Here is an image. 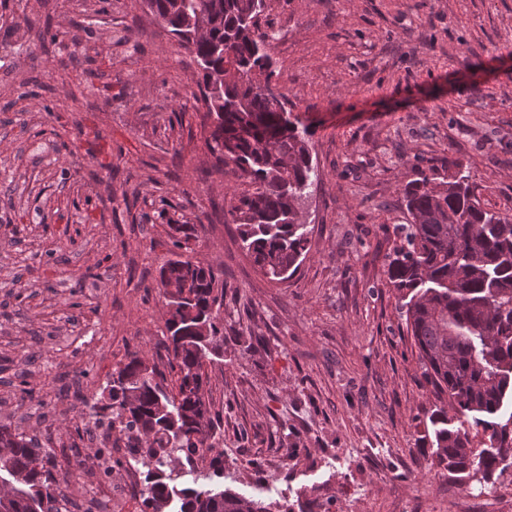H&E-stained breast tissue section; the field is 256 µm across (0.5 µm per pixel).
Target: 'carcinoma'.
<instances>
[{
	"instance_id": "cac0c4a2",
	"label": "carcinoma",
	"mask_w": 512,
	"mask_h": 512,
	"mask_svg": "<svg viewBox=\"0 0 512 512\" xmlns=\"http://www.w3.org/2000/svg\"><path fill=\"white\" fill-rule=\"evenodd\" d=\"M154 13L196 59L198 88L216 115L209 148L224 165L247 180L228 211L254 263L270 280L285 282L308 251L296 209L314 173L308 129L271 121L262 85L272 83L274 62L268 32L260 29L265 0H151ZM207 15V36H188V17ZM407 223L393 227L398 244L388 256L387 285L402 295L407 333L418 350L422 376L445 394L457 412L469 414L471 428L457 425L448 409L433 411L434 454L464 484L484 489L512 466V210L485 208L462 171L434 185L429 176L402 189ZM172 246L182 250L198 240L196 224L168 223ZM191 281L188 295L169 312L165 347L175 377L173 389L155 365L133 353L103 391L108 402L91 398L89 431L108 419L125 438L124 459L98 450L104 475L112 465L134 461L142 468L143 512H272L264 502L210 481L224 477L216 416L204 369L208 347L224 340L214 309L224 300V283L213 269L170 259L159 284ZM205 325L209 336L197 334ZM134 380L129 400L123 380ZM0 482L20 476L9 512H63L53 488L50 453L41 439L0 424ZM211 453L208 483L183 480L181 463Z\"/></svg>"
}]
</instances>
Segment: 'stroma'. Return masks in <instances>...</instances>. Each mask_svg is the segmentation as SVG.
I'll return each instance as SVG.
<instances>
[{
	"label": "stroma",
	"instance_id": "35a3bbf8",
	"mask_svg": "<svg viewBox=\"0 0 512 512\" xmlns=\"http://www.w3.org/2000/svg\"><path fill=\"white\" fill-rule=\"evenodd\" d=\"M259 23L316 170L283 283L224 221L246 184L143 0H0V422L53 430L62 474L86 452L72 382L101 393L131 352L166 368L164 210L202 227L184 259L224 273V488L281 512H512V467L479 494L435 457L440 400L385 274L407 182L457 166L512 209V0H266Z\"/></svg>",
	"mask_w": 512,
	"mask_h": 512
}]
</instances>
